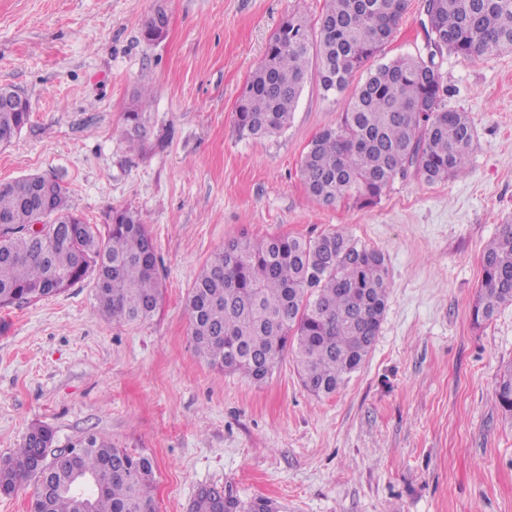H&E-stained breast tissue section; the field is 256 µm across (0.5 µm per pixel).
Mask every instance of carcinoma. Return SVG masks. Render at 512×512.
<instances>
[{"instance_id": "cac0c4a2", "label": "carcinoma", "mask_w": 512, "mask_h": 512, "mask_svg": "<svg viewBox=\"0 0 512 512\" xmlns=\"http://www.w3.org/2000/svg\"><path fill=\"white\" fill-rule=\"evenodd\" d=\"M407 0H325L315 30L295 17L271 36L263 60L235 110L237 131L271 137L290 123L300 94L316 73L325 94L342 95L355 72L364 81L349 95L336 122L309 144L300 176L315 203L352 199L378 203L399 175L415 170L441 182L466 169L474 143L468 113L448 109V88L433 71L435 57L453 53L491 58L512 52V0H425L427 57L404 55L367 67L390 40ZM168 22L162 7L146 20L143 38L157 40ZM0 86V146L29 123V106L12 102ZM148 92H138L124 113L129 143L142 141ZM46 200L47 221L31 232ZM106 233L72 211L55 179L31 175L0 187V308L64 293L87 276L98 310L114 322L152 317L162 282L151 235L139 217L114 210ZM385 255L342 231L303 237L246 236L224 243L196 277L188 297L190 334L210 365L265 381L291 353L303 387L330 396L360 370L379 334L387 307ZM512 305V224L501 226L482 256V280L471 309L473 324ZM512 418V365L494 387ZM56 432L29 429L20 448L0 459V494L35 479L29 512H155L153 461L133 456L95 436L75 442L77 455L39 473L21 466L50 452ZM190 512H275L271 501H243L217 485L200 487Z\"/></svg>"}]
</instances>
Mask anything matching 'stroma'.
I'll return each mask as SVG.
<instances>
[{"label": "stroma", "mask_w": 512, "mask_h": 512, "mask_svg": "<svg viewBox=\"0 0 512 512\" xmlns=\"http://www.w3.org/2000/svg\"><path fill=\"white\" fill-rule=\"evenodd\" d=\"M166 36L145 41L157 7ZM324 0H0V85L31 118L0 147V180L54 178L86 223L136 213L156 247L154 316L116 324L92 279L0 309V458L28 429L57 449L95 434L154 462L156 512H188L216 484L278 512H512V420L493 394L512 363V305L484 325L471 307L482 253L512 219V53L443 54L449 108L469 114L464 174L397 177L373 207L312 203L300 178L309 143L347 98L309 76L291 123L253 139L235 107L270 37ZM424 0H409L385 58L427 55ZM153 91L140 147L123 114ZM342 229L380 249L389 298L364 366L336 394L303 388L291 355L257 385L212 368L190 335L188 294L226 240L313 238Z\"/></svg>", "instance_id": "35a3bbf8"}]
</instances>
